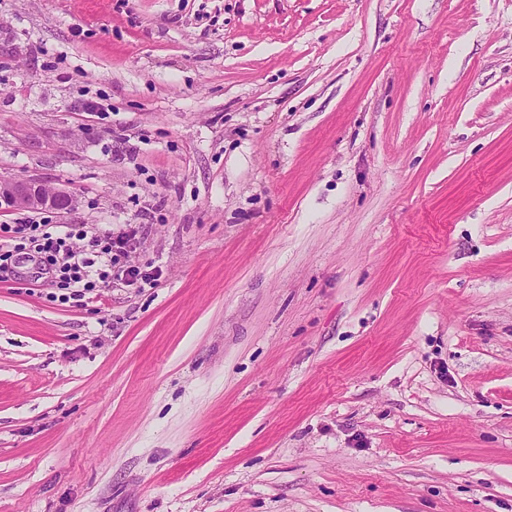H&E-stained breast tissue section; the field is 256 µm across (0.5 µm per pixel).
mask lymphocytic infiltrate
I'll list each match as a JSON object with an SVG mask.
<instances>
[{
	"mask_svg": "<svg viewBox=\"0 0 512 512\" xmlns=\"http://www.w3.org/2000/svg\"><path fill=\"white\" fill-rule=\"evenodd\" d=\"M137 236L135 227L117 236L100 235L84 224L68 225L65 232L54 234L40 222L0 224V239L13 241L12 249L0 252V281L14 274V253L30 250L53 275L52 287L61 291L60 302H68V289L91 292L111 284L112 280H134L140 270L125 267L123 259Z\"/></svg>",
	"mask_w": 512,
	"mask_h": 512,
	"instance_id": "lymphocytic-infiltrate-1",
	"label": "lymphocytic infiltrate"
}]
</instances>
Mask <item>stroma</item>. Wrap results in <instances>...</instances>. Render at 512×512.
Listing matches in <instances>:
<instances>
[{"label": "stroma", "instance_id": "stroma-1", "mask_svg": "<svg viewBox=\"0 0 512 512\" xmlns=\"http://www.w3.org/2000/svg\"><path fill=\"white\" fill-rule=\"evenodd\" d=\"M0 176L149 275L0 282V512H512V0H0ZM64 211L74 205L73 196L63 188L50 187L36 179H10L0 177V209L40 210L50 208Z\"/></svg>", "mask_w": 512, "mask_h": 512}]
</instances>
